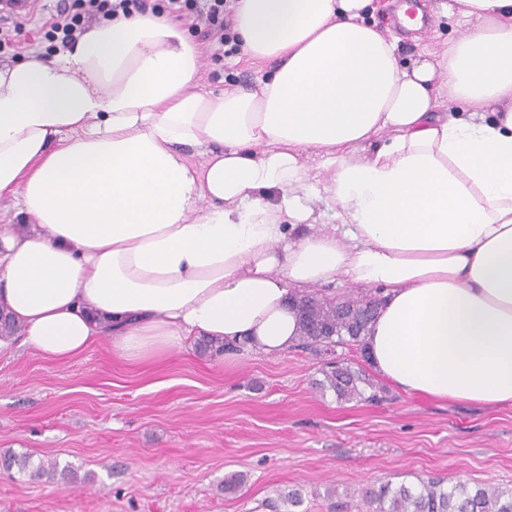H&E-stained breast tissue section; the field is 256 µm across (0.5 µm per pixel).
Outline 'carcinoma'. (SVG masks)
Instances as JSON below:
<instances>
[{"label":"carcinoma","instance_id":"obj_1","mask_svg":"<svg viewBox=\"0 0 512 512\" xmlns=\"http://www.w3.org/2000/svg\"><path fill=\"white\" fill-rule=\"evenodd\" d=\"M300 306L301 348L327 356L320 389L333 391L340 402L379 399L376 384L366 371L334 358L336 348L360 344L377 315L378 300L350 296L335 303L311 295L303 297ZM0 463L8 469L17 468L22 475L58 471L63 479L74 476L67 467L59 471L42 461L34 465L23 455L5 454ZM364 497L371 512H512V487L487 484L471 488L464 481L447 478H431L416 487L387 481L366 490Z\"/></svg>","mask_w":512,"mask_h":512}]
</instances>
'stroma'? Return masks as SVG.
<instances>
[{
    "label": "stroma",
    "instance_id": "1",
    "mask_svg": "<svg viewBox=\"0 0 512 512\" xmlns=\"http://www.w3.org/2000/svg\"><path fill=\"white\" fill-rule=\"evenodd\" d=\"M430 0L404 57L442 49L464 25ZM256 68L205 49L200 82L257 87ZM303 349L227 362L200 346L131 364L102 343L55 362L0 353V454L57 462L77 480L0 470V512H366L384 482L431 477L512 487V408L487 410L383 386L376 403L320 391ZM244 473L230 492L225 479ZM299 495L290 508L279 497Z\"/></svg>",
    "mask_w": 512,
    "mask_h": 512
}]
</instances>
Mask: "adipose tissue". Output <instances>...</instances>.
I'll return each mask as SVG.
<instances>
[{
    "label": "adipose tissue",
    "mask_w": 512,
    "mask_h": 512,
    "mask_svg": "<svg viewBox=\"0 0 512 512\" xmlns=\"http://www.w3.org/2000/svg\"><path fill=\"white\" fill-rule=\"evenodd\" d=\"M402 62L376 0H237L257 89L201 87L163 16L0 66V312L66 362L196 340L280 357L288 299L380 292L362 351L408 396L512 406V0ZM332 217L321 225L322 217Z\"/></svg>",
    "instance_id": "ef3b65f1"
}]
</instances>
